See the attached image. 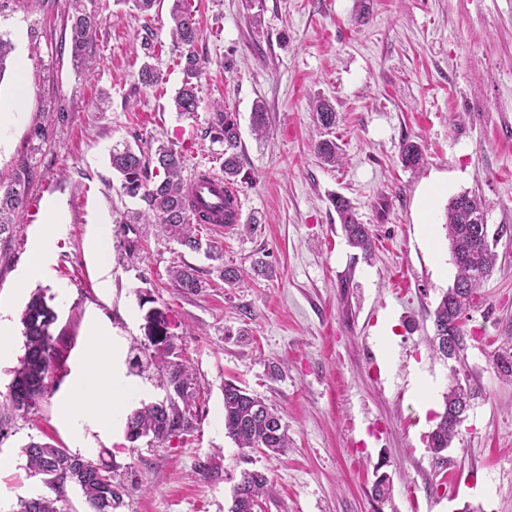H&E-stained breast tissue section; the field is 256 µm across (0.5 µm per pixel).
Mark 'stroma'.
Segmentation results:
<instances>
[{
  "label": "stroma",
  "mask_w": 512,
  "mask_h": 512,
  "mask_svg": "<svg viewBox=\"0 0 512 512\" xmlns=\"http://www.w3.org/2000/svg\"><path fill=\"white\" fill-rule=\"evenodd\" d=\"M69 3L0 0V31L21 68L0 81V113L17 115L0 126V178L22 162L33 174L28 206L0 242V316L13 327L0 350V394L24 353L20 314L36 289L52 298L61 354L38 410L0 436V512L47 492L21 452L33 440L85 456L108 451L126 485L117 512H229L245 469L269 478L263 512H512V382L491 367L512 336V235L499 241L466 322L468 365L484 394L436 489L425 443L450 374L428 346L433 311L455 275L442 226L448 201L479 193L491 203L490 227L512 226V0H191L209 59L191 118L171 105L182 79L168 30L172 0L147 18L130 0H105L87 68L60 45ZM147 26L163 74L155 88L137 84L134 48ZM103 90L112 99L105 111L96 106ZM320 99L336 109L333 131L316 121ZM216 100L238 115L236 188L243 215L259 222L226 232L205 224L198 235L223 244L225 266L248 270L235 286L203 253L163 236L129 244L118 220L142 203L121 195L109 164L114 145L161 140L182 151L185 179L219 171V147L205 135ZM257 103L269 117L260 139L250 129ZM40 124L45 139H31ZM327 138L339 165L317 154ZM407 140L424 154L415 171L400 163ZM435 173L456 179L424 224L420 202ZM339 195L374 235L373 259L348 244L333 205ZM52 210L59 223H48ZM104 224L106 273L96 250ZM257 260L271 276L251 274ZM181 261L199 271L197 294L168 277ZM100 338L138 387L105 430L96 416L61 414ZM161 352L191 367L197 424L164 444L129 442L127 416L165 394V376L150 363ZM228 381L280 410L285 454L245 453L225 436ZM205 462L220 478L201 476ZM382 474L390 494L378 500L372 487Z\"/></svg>",
  "instance_id": "35a3bbf8"
}]
</instances>
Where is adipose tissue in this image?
<instances>
[{
  "instance_id": "obj_1",
  "label": "adipose tissue",
  "mask_w": 512,
  "mask_h": 512,
  "mask_svg": "<svg viewBox=\"0 0 512 512\" xmlns=\"http://www.w3.org/2000/svg\"><path fill=\"white\" fill-rule=\"evenodd\" d=\"M87 374L76 376L72 382L75 393L80 397V404H65L64 416H72L76 409L96 412L103 421H110L113 410L123 403V396L131 388L130 380L121 377L110 356L108 349L95 346L88 356Z\"/></svg>"
}]
</instances>
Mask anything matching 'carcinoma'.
Instances as JSON below:
<instances>
[{"label": "carcinoma", "mask_w": 512, "mask_h": 512, "mask_svg": "<svg viewBox=\"0 0 512 512\" xmlns=\"http://www.w3.org/2000/svg\"><path fill=\"white\" fill-rule=\"evenodd\" d=\"M103 4L97 0H70L65 32L71 57L78 66L93 59L91 49L97 39L103 17ZM173 52L182 71L181 86L172 99V107L181 116L198 111L201 99L198 79L205 57L198 50L201 39L200 21L188 0H172L168 21ZM157 43L149 32L142 37L140 48L144 61L138 71V82L144 87H156L163 82L160 70L151 63L156 56ZM14 46L0 34V82L3 81ZM316 120L326 130L336 124V112L324 100L315 104ZM268 127L267 112L260 104L252 112V130L262 137ZM207 133L215 143L223 146L224 162L221 178L231 185L241 169L242 141L236 113L228 111L218 101L211 104ZM319 157L329 165L341 164L336 142L321 141L317 146ZM401 160L408 168H417L423 162L419 145L404 142ZM110 165L120 176V192L138 199L145 208L133 211L122 220V233L140 237L139 225L152 226L167 240L191 251L205 250L206 257L217 263L220 279L229 284L240 282L242 270L224 267L221 249L216 245L202 248L197 226L207 219L197 214L190 191V183L183 176L184 157L181 151L163 142L146 150L126 144L115 146L110 153ZM32 181L27 164H20L10 178L0 179V240L10 239L15 221L25 210ZM342 230L348 243L370 256L373 240L366 225L359 222L351 203L339 196L335 201ZM487 203L478 194L463 192L448 202L444 228L452 263L456 269L454 283L442 292L434 309V335L431 350L440 360H454L444 395V410L439 421L427 436V451L433 476H438L455 465L448 456V448L458 436V427L465 406L477 398L481 388L465 368L468 336L464 322L469 311L477 307L483 281L490 275L496 260L494 247L508 231L506 225L491 229L486 220ZM175 287L187 294L203 288L196 267L185 262L168 270ZM58 315L48 304L46 295L37 291L31 295L21 313L24 353L14 370L8 392L0 401V436H5L15 417H23L37 410L48 388V381L59 368V353L54 327ZM156 364L167 372V395L163 399L144 404L127 418L126 436L134 443L142 438L152 442H166L193 430L197 417L195 379L183 364H173L165 356L157 357ZM491 364L503 378L512 379V340L494 353ZM224 432L238 448H260L269 455L280 454L287 448L286 428L281 425L278 412L262 399L241 386L224 384ZM27 467L32 475L40 476L55 493V497L40 496L22 499L18 512H62L57 506L63 488L70 485L79 490L91 512H114L123 504L125 486L112 462L100 453L85 456L51 443L31 441L22 448ZM269 480L259 471L244 470L234 487L230 512H252L268 494Z\"/></svg>", "instance_id": "1"}]
</instances>
